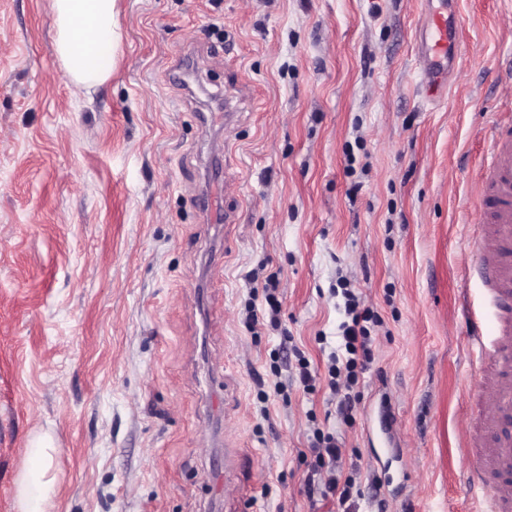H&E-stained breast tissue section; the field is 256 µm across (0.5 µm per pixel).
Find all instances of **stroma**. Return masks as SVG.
Listing matches in <instances>:
<instances>
[{
  "label": "stroma",
  "mask_w": 512,
  "mask_h": 512,
  "mask_svg": "<svg viewBox=\"0 0 512 512\" xmlns=\"http://www.w3.org/2000/svg\"><path fill=\"white\" fill-rule=\"evenodd\" d=\"M118 9L112 77L77 99L50 0H0V512H17L21 449L44 435L52 512H488L460 447L477 410L457 307L481 295L465 239L486 129L512 121V16L452 0L462 53L434 103L421 0ZM188 53L207 76L191 94L170 77ZM213 93L237 109L218 229L194 204ZM254 269L278 278L280 330L245 323ZM342 274L381 320L348 423L327 386ZM285 339L314 390L272 369ZM215 403L223 448L206 435ZM317 429L362 491L346 504L306 493Z\"/></svg>",
  "instance_id": "35a3bbf8"
}]
</instances>
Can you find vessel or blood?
Returning <instances> with one entry per match:
<instances>
[{"instance_id": "b4317fda", "label": "vessel or blood", "mask_w": 512, "mask_h": 512, "mask_svg": "<svg viewBox=\"0 0 512 512\" xmlns=\"http://www.w3.org/2000/svg\"><path fill=\"white\" fill-rule=\"evenodd\" d=\"M460 55L455 26L432 14L420 34L418 62L423 88L436 93ZM484 193L479 207L485 223L471 235L474 266L485 297L478 306H463L475 355L474 378L467 398L487 404L488 412L461 446L470 461L471 486L491 488V512H512V124H495L484 160Z\"/></svg>"}]
</instances>
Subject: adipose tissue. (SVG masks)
<instances>
[{"label":"adipose tissue","mask_w":512,"mask_h":512,"mask_svg":"<svg viewBox=\"0 0 512 512\" xmlns=\"http://www.w3.org/2000/svg\"><path fill=\"white\" fill-rule=\"evenodd\" d=\"M115 5L116 0H51L56 55L74 97L90 95L111 77L121 43ZM50 450L46 441L24 448L31 465L16 487L18 512H43L49 502Z\"/></svg>","instance_id":"adipose-tissue-1"}]
</instances>
